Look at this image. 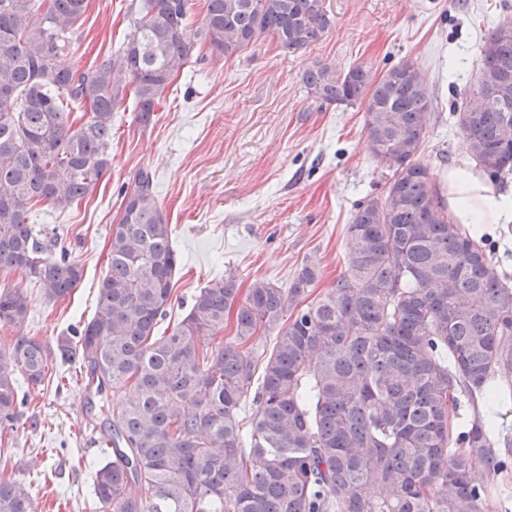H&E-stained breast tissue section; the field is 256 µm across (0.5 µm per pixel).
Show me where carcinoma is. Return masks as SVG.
I'll list each match as a JSON object with an SVG mask.
<instances>
[{
  "label": "carcinoma",
  "instance_id": "cac0c4a2",
  "mask_svg": "<svg viewBox=\"0 0 512 512\" xmlns=\"http://www.w3.org/2000/svg\"><path fill=\"white\" fill-rule=\"evenodd\" d=\"M86 8L0 0V272L32 278L55 301L83 271L53 256L30 224L34 209L67 208L110 173L126 84L149 125L195 49L189 0H141L126 46L81 71L65 57ZM332 24L322 0H206L197 37L226 57L263 36L298 51ZM304 81L322 103L363 106L371 152L392 169L385 195L356 205L346 270L319 299L300 307L317 278L307 265L286 288L257 280L242 297L229 273L160 334L178 266L172 230L149 172L122 190L95 313L56 344L101 398L100 512H483L489 487L472 470L512 465V439L496 446L491 415L459 414L464 398L512 399V385L496 383L512 378V282L452 222L419 161L433 94L411 60L379 78L362 64H316ZM471 96L480 107H467ZM452 110L490 178L512 173L511 15L480 45L475 80ZM29 313L22 290L0 288V323L20 331ZM261 331L277 332L272 350L256 341ZM51 361L35 336L0 349L1 431L26 404L16 371L38 388ZM0 512H35L31 484L0 477Z\"/></svg>",
  "mask_w": 512,
  "mask_h": 512
}]
</instances>
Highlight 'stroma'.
<instances>
[{
	"label": "stroma",
	"instance_id": "1",
	"mask_svg": "<svg viewBox=\"0 0 512 512\" xmlns=\"http://www.w3.org/2000/svg\"><path fill=\"white\" fill-rule=\"evenodd\" d=\"M331 29L293 52L263 37L231 57L197 46L141 125L132 94L112 117V170L79 203L42 206L34 225L64 246L83 269L66 299L46 300L26 277H6L31 300L23 330L48 343L94 313L107 269L109 237L121 213L120 188L139 170L154 179L158 203L181 261L166 317L175 324L214 278L234 273L242 287L264 279L288 287L303 265L318 274L319 296L345 268L346 226L364 197L383 196L387 165L368 148L361 106L321 104L303 81L306 68L358 64L382 75L414 61L434 94L419 155L433 173L472 164L449 106L473 80L478 47L512 0H322ZM133 0H88L66 58L78 69L100 65L133 30ZM63 385L27 389L15 430L0 434V475L35 480L38 512H93L90 476L101 453L87 452V392L69 366Z\"/></svg>",
	"mask_w": 512,
	"mask_h": 512
}]
</instances>
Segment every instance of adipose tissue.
<instances>
[{"label": "adipose tissue", "instance_id": "obj_1", "mask_svg": "<svg viewBox=\"0 0 512 512\" xmlns=\"http://www.w3.org/2000/svg\"><path fill=\"white\" fill-rule=\"evenodd\" d=\"M439 184L454 223L480 231L488 224L512 222V196L497 192L478 170L449 167Z\"/></svg>", "mask_w": 512, "mask_h": 512}]
</instances>
